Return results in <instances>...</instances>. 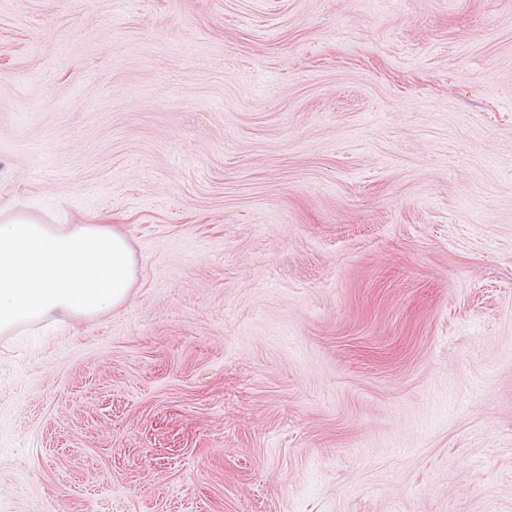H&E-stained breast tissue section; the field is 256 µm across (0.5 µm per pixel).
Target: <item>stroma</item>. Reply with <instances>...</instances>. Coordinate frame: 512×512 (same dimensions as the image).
Instances as JSON below:
<instances>
[{
    "label": "stroma",
    "mask_w": 512,
    "mask_h": 512,
    "mask_svg": "<svg viewBox=\"0 0 512 512\" xmlns=\"http://www.w3.org/2000/svg\"><path fill=\"white\" fill-rule=\"evenodd\" d=\"M127 300L0 333V512H512V0H0V212Z\"/></svg>",
    "instance_id": "35a3bbf8"
}]
</instances>
